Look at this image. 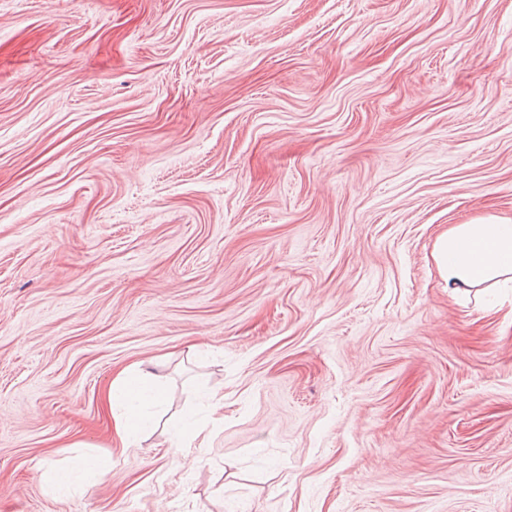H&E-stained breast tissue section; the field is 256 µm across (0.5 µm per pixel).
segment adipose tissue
Masks as SVG:
<instances>
[{"label":"adipose tissue","instance_id":"ef3b65f1","mask_svg":"<svg viewBox=\"0 0 512 512\" xmlns=\"http://www.w3.org/2000/svg\"><path fill=\"white\" fill-rule=\"evenodd\" d=\"M433 259L454 295L495 286L504 278L512 280V218H479L451 225L438 236ZM109 398L116 409L115 433L126 448L143 422L141 407L160 404L165 392L148 381L137 364L113 380Z\"/></svg>","mask_w":512,"mask_h":512}]
</instances>
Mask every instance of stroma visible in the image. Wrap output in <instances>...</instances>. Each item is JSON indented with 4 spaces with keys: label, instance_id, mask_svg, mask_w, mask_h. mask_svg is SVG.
<instances>
[{
    "label": "stroma",
    "instance_id": "35a3bbf8",
    "mask_svg": "<svg viewBox=\"0 0 512 512\" xmlns=\"http://www.w3.org/2000/svg\"><path fill=\"white\" fill-rule=\"evenodd\" d=\"M490 216L512 0H0V512H512ZM433 259L452 295L512 280V218L452 224L437 237ZM112 400V417L114 430L122 448L131 444V438L143 423L140 407L159 405L165 398L160 385L147 380V374L141 364L122 371L113 381L109 392ZM123 407L121 412H115Z\"/></svg>",
    "mask_w": 512,
    "mask_h": 512
}]
</instances>
